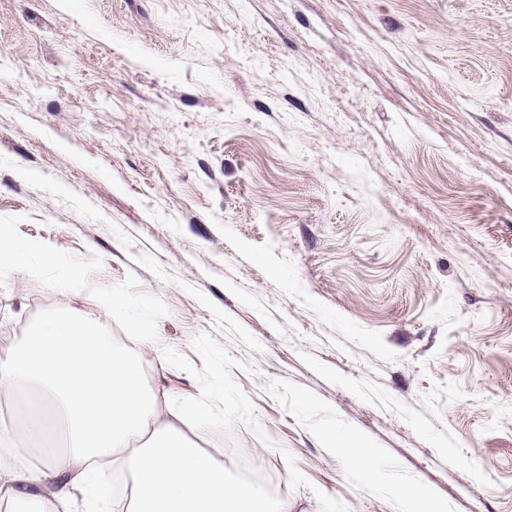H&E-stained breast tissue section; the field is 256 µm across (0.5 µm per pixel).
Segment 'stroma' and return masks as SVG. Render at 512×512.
I'll return each instance as SVG.
<instances>
[{
    "instance_id": "obj_1",
    "label": "stroma",
    "mask_w": 512,
    "mask_h": 512,
    "mask_svg": "<svg viewBox=\"0 0 512 512\" xmlns=\"http://www.w3.org/2000/svg\"><path fill=\"white\" fill-rule=\"evenodd\" d=\"M0 232L268 501L512 512V0H0ZM332 448L346 459L349 464L364 477L374 478L373 457L375 451L367 445L366 441L358 436H351L347 439L336 441V438L328 436ZM400 512H445L444 504L421 491L398 494Z\"/></svg>"
}]
</instances>
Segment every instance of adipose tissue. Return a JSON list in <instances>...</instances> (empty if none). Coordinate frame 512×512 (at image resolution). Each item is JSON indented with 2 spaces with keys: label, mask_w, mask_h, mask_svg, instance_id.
Returning <instances> with one entry per match:
<instances>
[{
  "label": "adipose tissue",
  "mask_w": 512,
  "mask_h": 512,
  "mask_svg": "<svg viewBox=\"0 0 512 512\" xmlns=\"http://www.w3.org/2000/svg\"><path fill=\"white\" fill-rule=\"evenodd\" d=\"M31 381L48 383L63 409L66 447L42 466L0 468V500L65 512L75 498L96 508L100 461L134 478L125 512H266L254 484L229 481L218 455L162 422L143 384L138 354L115 349L95 325L61 313L42 321L24 344L0 349V397Z\"/></svg>",
  "instance_id": "obj_1"
}]
</instances>
